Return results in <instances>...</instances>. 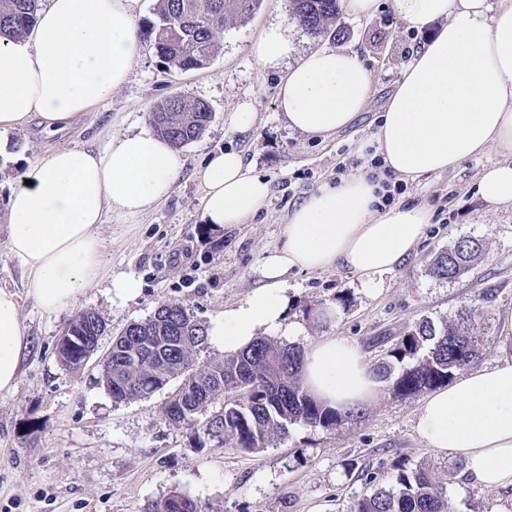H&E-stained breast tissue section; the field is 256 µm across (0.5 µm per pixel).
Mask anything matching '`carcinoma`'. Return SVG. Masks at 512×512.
<instances>
[{
    "instance_id": "1",
    "label": "carcinoma",
    "mask_w": 512,
    "mask_h": 512,
    "mask_svg": "<svg viewBox=\"0 0 512 512\" xmlns=\"http://www.w3.org/2000/svg\"><path fill=\"white\" fill-rule=\"evenodd\" d=\"M38 0H0V39L17 41L34 26ZM290 16L313 34H327L335 23L340 0H290ZM259 0H159L157 20L143 37L153 43L168 68L187 72L208 65L219 48L226 16L246 17ZM212 118L203 100L189 102L171 96L149 113L157 135L181 149L198 139ZM481 245L469 237L458 239L437 253L430 272L439 281L461 277L480 257ZM476 304L435 324L425 318L407 328L391 348L372 364L376 376L389 383L397 397H411L447 385L474 365L490 337L476 325ZM70 328L84 336L102 335L107 323L93 311L78 313ZM207 343L206 326L180 303H163L148 318L126 326L112 341V358L100 370L99 383L116 403L150 396L174 376L192 413L180 416L165 405V419L192 430L193 447L204 448L201 423L223 435L242 452L256 453L288 425L303 422L329 428L358 416V409L324 408L304 390L300 379L303 350L258 338L224 360L197 366L194 357ZM220 404L214 411L209 406ZM460 467L448 468L443 482L429 468L393 464L388 487H377L355 499L351 512H450L447 484ZM143 512H204L190 496L173 491L147 504Z\"/></svg>"
}]
</instances>
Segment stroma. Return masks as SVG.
<instances>
[{
	"label": "stroma",
	"instance_id": "stroma-1",
	"mask_svg": "<svg viewBox=\"0 0 512 512\" xmlns=\"http://www.w3.org/2000/svg\"><path fill=\"white\" fill-rule=\"evenodd\" d=\"M289 0H260L252 15L227 20L220 46L203 69H168L149 42L126 83L70 128L42 133L38 120L0 132V287L25 292L26 274L6 244V208L25 169L52 148L100 147L112 136L149 129L148 114L172 95L206 101L212 119L197 140L181 150L184 168L167 200L137 217L106 216L100 229L107 272L77 301L48 314L26 300L22 320L30 339L13 392L0 395V512H143L148 503L177 490L205 512H350L366 490L349 466L379 475L383 465L405 461L445 476L457 458L429 448L414 429L419 397L382 392L361 417L333 428L298 422L258 453L231 445L192 447L190 432L169 425L161 407L181 383L173 378L148 398L114 403L97 383V369L79 372L59 365L55 348L63 328L79 312L99 313L108 324L99 344L108 349L128 324L148 318L163 303L183 304L209 323L224 308L245 300L263 284L261 265L280 243L289 213L308 194L373 157L358 151L377 126L389 94L430 31L407 29L380 0L374 17L340 13L343 36L311 34L289 17ZM273 26L287 29L294 57L319 47L356 50L370 70L372 95L347 128L326 138L289 130L276 107L279 73L260 70L251 49ZM252 104L257 121L246 133L228 129L231 112ZM235 150L270 184L267 205L246 223L212 229L202 219V193L194 169L212 153ZM496 149L456 170L406 182L400 205H424L431 222L413 252L372 282L348 270L289 271L288 319L302 323L299 336L282 345L309 347L324 336L348 339L367 361L422 318L439 321L461 306L480 303L477 319L492 338L479 363H495L503 329L512 318V208L488 210L476 195L479 173L498 161ZM480 240L484 252L459 279L441 282L429 273L433 257L458 238ZM133 278L137 298L114 300L111 279ZM332 304L324 325L303 310ZM454 512H502L512 489L479 486L457 474L448 487Z\"/></svg>",
	"mask_w": 512,
	"mask_h": 512
}]
</instances>
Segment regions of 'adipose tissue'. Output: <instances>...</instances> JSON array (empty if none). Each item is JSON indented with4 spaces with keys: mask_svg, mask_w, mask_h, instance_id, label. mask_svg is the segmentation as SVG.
<instances>
[{
    "mask_svg": "<svg viewBox=\"0 0 512 512\" xmlns=\"http://www.w3.org/2000/svg\"><path fill=\"white\" fill-rule=\"evenodd\" d=\"M405 26L440 30L418 50L389 95L373 136L360 145L410 179L439 174L496 147L476 194L490 208L512 205V0H389ZM136 0H50L31 34L0 41V129L39 117L61 130L111 98L140 53ZM292 46L270 29L252 47L263 69L283 68L277 107L290 130L327 135L368 105L372 77L356 51L322 47L283 67ZM183 160L147 131L98 149L48 151L26 171L7 206V246L27 275L20 293L0 287V394L14 390L27 346L22 303L62 310L103 275L99 229L106 214L141 215L169 197ZM203 215L243 224L270 196L241 153L210 155L194 171ZM379 176L359 169L310 194L291 212L280 248L262 265L264 283L207 327L209 343L233 352L260 333L297 336L286 294L289 270L345 268L371 282L391 272L423 238L426 206L380 208ZM303 381L325 406L375 401L382 384L358 348L329 336L304 356ZM415 431L430 448L464 459L469 477L512 487V354L462 373L420 403Z\"/></svg>",
    "mask_w": 512,
    "mask_h": 512,
    "instance_id": "1",
    "label": "adipose tissue"
}]
</instances>
